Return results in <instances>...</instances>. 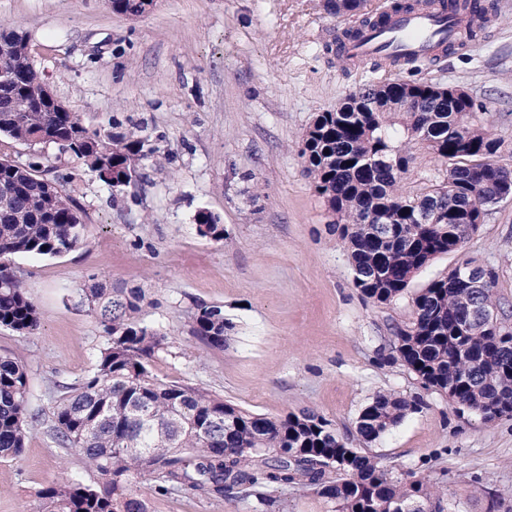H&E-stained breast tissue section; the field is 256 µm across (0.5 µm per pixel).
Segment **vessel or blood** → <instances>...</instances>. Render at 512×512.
<instances>
[{
	"mask_svg": "<svg viewBox=\"0 0 512 512\" xmlns=\"http://www.w3.org/2000/svg\"><path fill=\"white\" fill-rule=\"evenodd\" d=\"M459 21L431 10L393 14L385 29L369 27L345 43L346 56L390 64L401 57L426 58L436 53L438 43L454 38Z\"/></svg>",
	"mask_w": 512,
	"mask_h": 512,
	"instance_id": "1",
	"label": "vessel or blood"
}]
</instances>
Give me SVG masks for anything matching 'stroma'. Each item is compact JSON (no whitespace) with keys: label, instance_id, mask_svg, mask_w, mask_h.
Returning a JSON list of instances; mask_svg holds the SVG:
<instances>
[{"label":"stroma","instance_id":"stroma-1","mask_svg":"<svg viewBox=\"0 0 512 512\" xmlns=\"http://www.w3.org/2000/svg\"><path fill=\"white\" fill-rule=\"evenodd\" d=\"M494 8L481 38L414 70L346 65L338 34L359 17L330 15L324 0H158L141 17L105 0H0V23L30 36L37 70L86 126L141 129L152 152L135 183L112 189L57 145L36 150L64 175L89 226L65 256L10 263L41 312L34 335L0 328V355L21 360L33 409L80 381L104 341L79 302L90 277L146 292L142 317L162 328L158 376L199 385L271 418L310 410L352 447L438 488L444 512H512V418L459 412L401 363L387 362L395 326L413 317L411 295L466 261L494 265L496 296L512 318V200L489 208L456 252L416 273L406 295L374 302L354 288L345 244L304 171L299 143L318 112L395 79L465 90L512 161V0ZM31 146L0 141L26 161ZM217 215L226 239L200 237L198 210ZM223 307L233 328L220 349L191 332L195 303ZM380 391L419 398V411L366 444L356 419ZM93 472L43 432L0 462V512H40L38 492ZM152 498L155 512H252L236 498Z\"/></svg>","mask_w":512,"mask_h":512}]
</instances>
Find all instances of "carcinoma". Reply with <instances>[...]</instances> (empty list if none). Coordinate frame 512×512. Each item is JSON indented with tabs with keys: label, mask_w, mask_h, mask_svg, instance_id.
<instances>
[{
	"label": "carcinoma",
	"mask_w": 512,
	"mask_h": 512,
	"mask_svg": "<svg viewBox=\"0 0 512 512\" xmlns=\"http://www.w3.org/2000/svg\"><path fill=\"white\" fill-rule=\"evenodd\" d=\"M453 14L483 16L480 0H448ZM331 14L362 17L377 28L389 13L433 8L436 0H397L390 11L369 9V0H325ZM40 77L28 34L0 27V137L25 144H55L81 159L103 184L116 169L138 173L145 141L135 128L114 133L90 129L69 109L54 112L30 92ZM411 99L407 106L405 99ZM471 97H447L417 82L395 88L368 87L343 112H319L303 135L300 155L314 188L336 216L350 249L353 285L366 297L390 304L414 275L442 254L456 252L477 232L476 206L501 202V183L512 181V164L499 159L503 140L491 133ZM423 145L441 166L422 191L400 188L412 160L408 145ZM42 157L12 163L0 157V327L20 337L38 330L41 313L9 264L15 255L61 257L87 243L83 216L47 176ZM435 206L432 224L419 211ZM199 236L220 242L224 225L198 212ZM483 273L487 288H468L454 274L430 281L412 297L413 320L393 331V359L427 386L447 394L461 409L488 419L512 403V324L473 318L479 308L498 307V271ZM141 288H114L95 280L80 303L103 327L105 341L91 370L54 399L49 419L28 402V371L16 358L0 356V459H16L29 435L49 424L62 450H74L96 480L52 483L39 491L41 512H150L134 486L154 494L189 492L203 501L227 496L252 503L253 512H276L278 494L290 487L315 490L333 512H443L439 497L422 479L393 478L377 457L353 448L313 412L269 418L227 403L189 382L166 381L150 370L165 350V335L145 323ZM224 310L195 305L191 331L212 348L224 347ZM421 401L391 392L377 394L360 412L357 432L379 439Z\"/></svg>",
	"instance_id": "obj_1"
}]
</instances>
